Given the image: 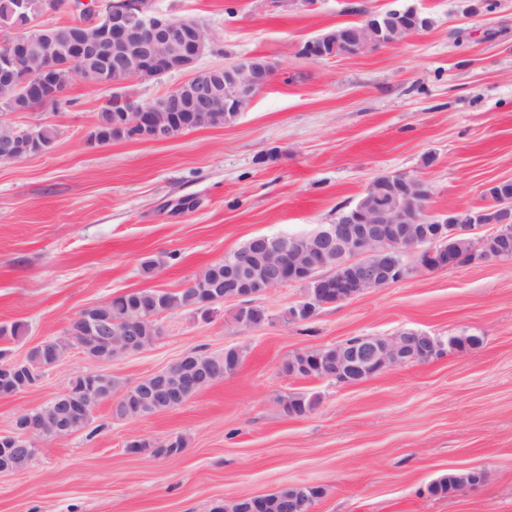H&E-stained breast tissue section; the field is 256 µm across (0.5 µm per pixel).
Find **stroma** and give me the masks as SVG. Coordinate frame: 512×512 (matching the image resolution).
<instances>
[{
  "label": "stroma",
  "mask_w": 512,
  "mask_h": 512,
  "mask_svg": "<svg viewBox=\"0 0 512 512\" xmlns=\"http://www.w3.org/2000/svg\"><path fill=\"white\" fill-rule=\"evenodd\" d=\"M416 8L428 29L358 56L312 60L308 40L364 12ZM192 18L210 43L197 69L248 56L275 66L271 85L234 122L165 141H89L109 90L75 80L55 108L0 114L50 125V150L0 161V337L15 359L65 336L85 307L142 289L187 287L208 265L258 234L306 233L334 222L386 172L423 177L434 212L483 201L512 180V0H151ZM162 258L144 273L149 258ZM304 293L272 289L264 326L235 320L238 301L210 318L160 315L146 350L109 361L69 348L23 392L0 396V433L62 394L69 381L106 373L136 383L189 353L236 346L238 369L181 407L125 419L104 401L88 425L47 439L23 469L0 472V512H211L220 502L313 484L315 512H512V261L424 271L305 323L283 319ZM477 336L357 385L283 371L294 353L351 336ZM318 395L293 417L283 401ZM182 435L177 455L130 452L139 436ZM477 468L479 486L448 497L433 481Z\"/></svg>",
  "instance_id": "1"
}]
</instances>
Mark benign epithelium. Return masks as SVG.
<instances>
[{"label":"benign epithelium","instance_id":"obj_1","mask_svg":"<svg viewBox=\"0 0 512 512\" xmlns=\"http://www.w3.org/2000/svg\"><path fill=\"white\" fill-rule=\"evenodd\" d=\"M62 7L81 9V16L70 24L75 37L66 39L55 48L54 25L42 24L44 34L36 39L11 35L19 25L3 30L10 36L0 41V100L7 102L8 111H32L28 89L41 86L44 95L61 99L71 80L79 76L96 85L114 89L132 79L153 80L173 72L192 68L208 46V34L195 21L174 19L153 12L149 0H81L76 5L66 0ZM51 0H17L9 6L12 14L41 20L55 12ZM431 24L429 17L414 8L403 12L402 19L387 27L379 13H366L355 30H336L309 41L303 54L311 59L336 57V47L343 45L350 54L359 55L382 46L394 45L417 34ZM274 68L261 56L242 58L224 66L195 72L188 80L169 93L148 103H141L126 94L120 108L109 105L105 112H120L117 122L126 121L141 126L142 139L163 140L179 133L172 124L173 112H190L198 121L207 112H242L254 96L272 81ZM30 129L0 121V158L18 161L32 155L28 143ZM368 198L340 209L336 221L321 224L301 234L259 235L264 264L254 269L245 257L224 261V272L234 288L224 297L213 298L217 305L226 300L244 299L239 307L241 322L253 324L254 304L250 298L261 297L287 283L321 280L328 287L304 292L294 305L301 318H314L326 306L350 301L368 290L384 288L393 282V270L384 261L391 253L398 257L397 265L411 276L419 271L450 269L457 266L448 248L458 238L473 234L482 227L484 212L471 208L434 213L429 209V189L426 181L408 173L395 172L374 178L365 189ZM495 236L506 243L512 240V200L493 216ZM409 253L417 254L415 264L405 262ZM135 316L127 319V329L119 336L104 337L103 347L89 355L94 360L107 361L124 354L142 351L132 337ZM427 333L405 330L396 336H352L336 344V355L307 357L299 353L292 368L317 369L326 377L343 385H353L424 358L421 338ZM189 355L178 360L180 368L173 372L165 368L154 374V382L163 385L170 379L180 381L194 373L188 368ZM146 401L159 412L174 410L159 387L145 392ZM43 429L32 416L20 415L8 433L3 434L14 448H35ZM485 474L479 470H461L454 475L459 491L477 485L475 479Z\"/></svg>","mask_w":512,"mask_h":512}]
</instances>
